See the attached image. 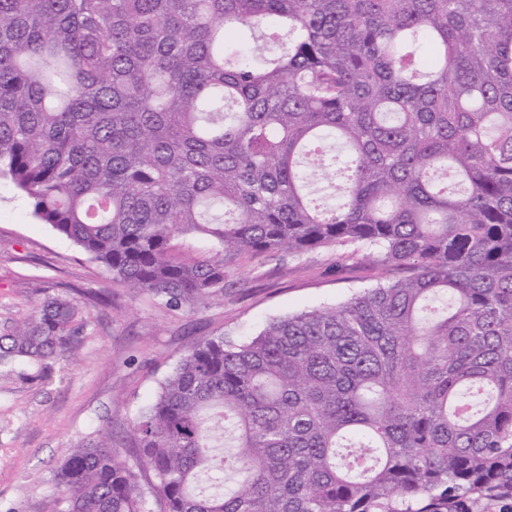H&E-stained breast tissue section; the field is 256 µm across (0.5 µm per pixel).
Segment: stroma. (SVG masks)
<instances>
[{
    "instance_id": "obj_1",
    "label": "stroma",
    "mask_w": 512,
    "mask_h": 512,
    "mask_svg": "<svg viewBox=\"0 0 512 512\" xmlns=\"http://www.w3.org/2000/svg\"><path fill=\"white\" fill-rule=\"evenodd\" d=\"M381 270L352 248L300 255H242L222 294L173 308L113 280L71 241L31 214L0 180V330L29 315L46 295L106 296L93 308L80 344L56 362L49 380L34 367H0V512H53L54 475L72 448L112 433L145 499L151 472L138 468L131 428L191 341L248 340L273 318L343 302L371 287Z\"/></svg>"
}]
</instances>
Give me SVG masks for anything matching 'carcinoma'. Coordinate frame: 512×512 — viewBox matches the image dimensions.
Masks as SVG:
<instances>
[{
  "label": "carcinoma",
  "instance_id": "obj_1",
  "mask_svg": "<svg viewBox=\"0 0 512 512\" xmlns=\"http://www.w3.org/2000/svg\"><path fill=\"white\" fill-rule=\"evenodd\" d=\"M2 178L171 306L245 253L407 270L192 343L132 424L160 512H512V0H0ZM89 317L46 297L0 365L47 377ZM55 478L151 512L107 431Z\"/></svg>",
  "mask_w": 512,
  "mask_h": 512
}]
</instances>
